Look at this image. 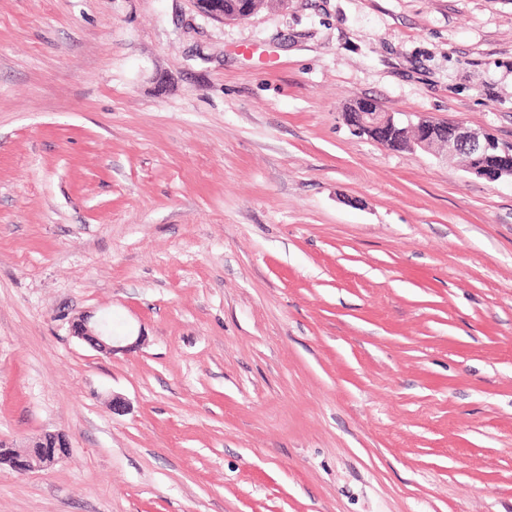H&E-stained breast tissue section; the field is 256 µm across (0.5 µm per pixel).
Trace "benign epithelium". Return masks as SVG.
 Returning a JSON list of instances; mask_svg holds the SVG:
<instances>
[{"label": "benign epithelium", "instance_id": "obj_1", "mask_svg": "<svg viewBox=\"0 0 512 512\" xmlns=\"http://www.w3.org/2000/svg\"><path fill=\"white\" fill-rule=\"evenodd\" d=\"M344 120L359 135H366L381 146L394 151H433L440 149L449 154L468 153L467 171L489 182L512 179V145H503L490 134H478L459 122L437 121L417 112L405 122L394 112L383 111L371 100H360L355 111L344 113ZM413 130L407 140L399 139L403 128ZM73 336L90 344L114 351V338L102 326L91 324L90 317H82L71 325ZM70 444L61 433H47L39 437L30 448L17 453L0 446V461L6 459L12 468L22 473L33 463L52 464L68 454Z\"/></svg>", "mask_w": 512, "mask_h": 512}]
</instances>
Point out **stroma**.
Segmentation results:
<instances>
[{
  "label": "stroma",
  "mask_w": 512,
  "mask_h": 512,
  "mask_svg": "<svg viewBox=\"0 0 512 512\" xmlns=\"http://www.w3.org/2000/svg\"><path fill=\"white\" fill-rule=\"evenodd\" d=\"M363 98L512 144V0H0V512H512V183ZM265 0H207L209 6L208 14L211 17L224 21V17L228 19H237L241 14L244 6L249 4L253 13L257 12L265 5ZM356 112H344V120L358 135H367L381 146L394 151H434L445 155L460 151L468 153L470 163L463 158L467 171L489 182L512 180V145L500 144L491 134H478L459 122L437 121L417 112L415 120L405 124L396 112H385L371 100H358ZM402 128L413 130L407 140L398 139ZM71 331L73 336L85 340L99 349H104L106 352L114 351V338L103 329L102 325H92L88 316L73 321ZM70 444L61 433H47L39 437L24 453L0 446V462L7 459L12 468L22 473L29 470L33 462L52 464L68 454Z\"/></svg>",
  "instance_id": "35a3bbf8"
}]
</instances>
